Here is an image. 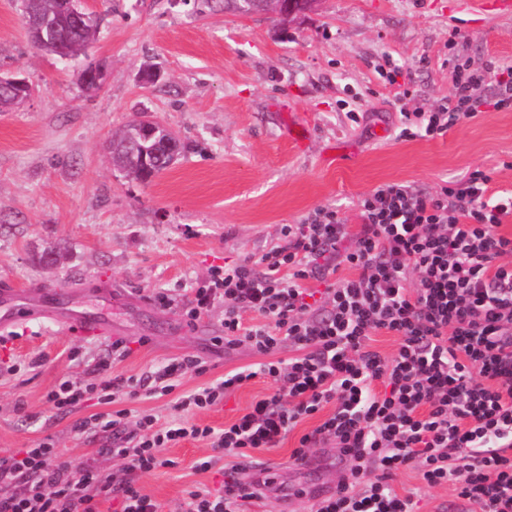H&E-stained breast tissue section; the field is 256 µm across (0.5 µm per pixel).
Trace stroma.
Segmentation results:
<instances>
[{
	"label": "stroma",
	"instance_id": "1",
	"mask_svg": "<svg viewBox=\"0 0 512 512\" xmlns=\"http://www.w3.org/2000/svg\"><path fill=\"white\" fill-rule=\"evenodd\" d=\"M475 0H317L291 18L274 9L243 15L220 0H85L100 32L69 60L40 50L22 24L23 0H0V71L28 80L24 103L0 109V282L65 290V310L110 320L112 336L77 337L65 324L15 314V340L0 345V454L53 440L63 458L87 461L116 478L123 463L97 455L100 437L73 426L96 411H56L46 393L67 377L89 378L112 339L129 354L114 371L137 377L169 359L196 355L202 374L186 392L224 373L255 368L247 344L214 346L224 306L196 323L183 307L212 267L258 259L285 224L335 208L359 224V202L378 185L402 183L432 194L473 169L512 190V111H488L445 136L396 139L402 113L443 103L454 65L512 63V11L480 15ZM106 70L99 91L80 72ZM406 74L393 84V66ZM158 76L147 83L146 68ZM172 131L184 149L167 171L142 182L112 160L110 140L142 117ZM55 249L58 262L40 257ZM173 296L160 307L156 292ZM273 382L259 376L223 404L196 413L214 428L232 423ZM320 422L299 423L279 447L253 450L242 479L262 483L246 512H311L314 495L336 486L346 467L333 442L292 453ZM204 441L166 449L173 468L134 474L162 512L188 490L217 488L219 470L198 473ZM399 493L418 492V512H456L453 486L423 487L419 472L398 473Z\"/></svg>",
	"mask_w": 512,
	"mask_h": 512
}]
</instances>
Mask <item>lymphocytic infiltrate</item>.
<instances>
[{
	"instance_id": "obj_1",
	"label": "lymphocytic infiltrate",
	"mask_w": 512,
	"mask_h": 512,
	"mask_svg": "<svg viewBox=\"0 0 512 512\" xmlns=\"http://www.w3.org/2000/svg\"><path fill=\"white\" fill-rule=\"evenodd\" d=\"M451 81V96L437 109L404 113L400 137L441 136L487 109L512 108V65L471 72L458 65ZM487 85L492 94H483ZM491 181L476 169L432 194L381 185L360 202L359 231L338 211L320 209L282 225L280 244L259 261L212 270L184 313L193 321L223 302L225 336L265 356L258 370L228 372L182 393L181 379L201 373L200 357L126 378L112 372L128 350L116 340L92 367L96 381L64 380L45 400L57 411L92 400L110 406L74 429L107 435L112 444L102 455L130 474L174 467L163 453L168 445L208 441L213 453L197 468L223 464L226 480L215 490L187 491L179 512H243L258 495L237 478L252 450L278 447L316 415L321 422L301 436L295 462L330 440L347 467L315 512H415L412 495L392 484L414 467L425 486H454L479 512H512V265L503 261L512 237L499 231L512 217V191L492 194ZM342 266L350 275L340 279ZM312 280L323 290L309 288ZM248 311L260 323L244 325ZM381 334L399 340L391 357L371 347ZM286 342L294 356L271 360ZM258 375L274 391L234 422L217 430L189 420V412L223 403ZM142 391L176 394V418L161 424L143 414L127 430L122 404ZM110 502L114 512H160L133 481L62 459L51 439L0 456V512H103Z\"/></svg>"
}]
</instances>
